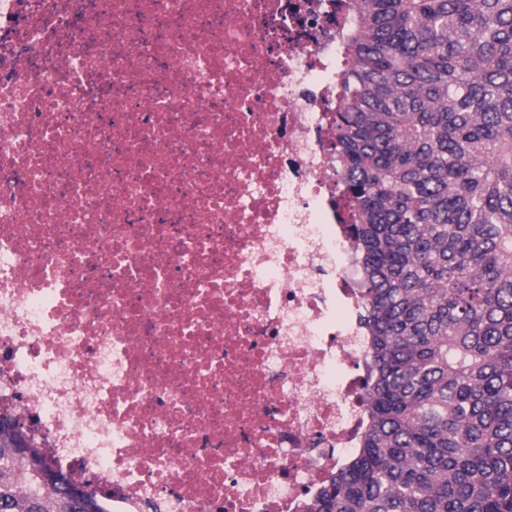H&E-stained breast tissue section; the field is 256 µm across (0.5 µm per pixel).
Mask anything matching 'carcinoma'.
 <instances>
[{
  "label": "carcinoma",
  "instance_id": "obj_1",
  "mask_svg": "<svg viewBox=\"0 0 512 512\" xmlns=\"http://www.w3.org/2000/svg\"><path fill=\"white\" fill-rule=\"evenodd\" d=\"M370 425L306 512H512V0H340ZM0 512H103L0 423Z\"/></svg>",
  "mask_w": 512,
  "mask_h": 512
}]
</instances>
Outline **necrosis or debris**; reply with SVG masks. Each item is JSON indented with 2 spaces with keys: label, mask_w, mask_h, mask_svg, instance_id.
I'll use <instances>...</instances> for the list:
<instances>
[{
  "label": "necrosis or debris",
  "mask_w": 512,
  "mask_h": 512,
  "mask_svg": "<svg viewBox=\"0 0 512 512\" xmlns=\"http://www.w3.org/2000/svg\"><path fill=\"white\" fill-rule=\"evenodd\" d=\"M334 0H0V416L105 512H303L367 426Z\"/></svg>",
  "instance_id": "obj_1"
}]
</instances>
